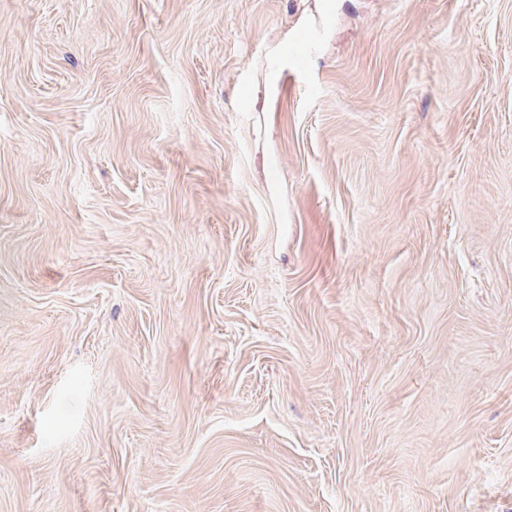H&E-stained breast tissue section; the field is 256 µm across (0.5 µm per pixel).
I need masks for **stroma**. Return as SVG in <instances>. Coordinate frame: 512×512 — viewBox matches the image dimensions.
<instances>
[{
	"mask_svg": "<svg viewBox=\"0 0 512 512\" xmlns=\"http://www.w3.org/2000/svg\"><path fill=\"white\" fill-rule=\"evenodd\" d=\"M0 512H512V0H0Z\"/></svg>",
	"mask_w": 512,
	"mask_h": 512,
	"instance_id": "obj_1",
	"label": "stroma"
}]
</instances>
